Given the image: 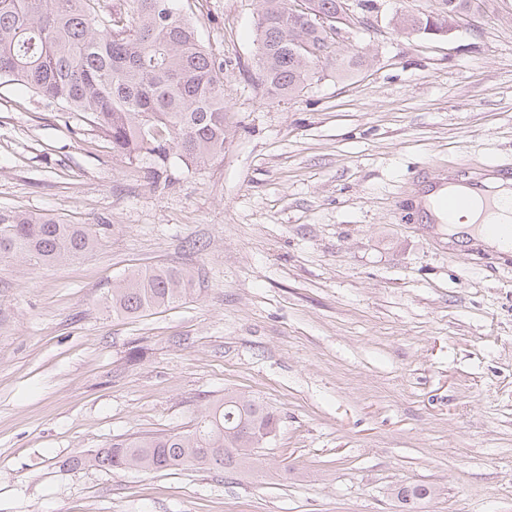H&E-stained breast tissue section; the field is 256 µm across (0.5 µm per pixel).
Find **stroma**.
Returning a JSON list of instances; mask_svg holds the SVG:
<instances>
[{"label": "stroma", "instance_id": "1", "mask_svg": "<svg viewBox=\"0 0 512 512\" xmlns=\"http://www.w3.org/2000/svg\"><path fill=\"white\" fill-rule=\"evenodd\" d=\"M224 63L223 156L151 188L79 113L0 84V211L97 246L0 257V512H512V255L468 259L409 200L423 173L512 163V0H348V77L268 99L259 0H177ZM193 271L145 317L105 306L133 268ZM280 427L248 472L69 469L113 440L186 432L225 391Z\"/></svg>", "mask_w": 512, "mask_h": 512}]
</instances>
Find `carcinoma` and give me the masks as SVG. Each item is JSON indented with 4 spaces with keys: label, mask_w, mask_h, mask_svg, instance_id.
Wrapping results in <instances>:
<instances>
[{
    "label": "carcinoma",
    "mask_w": 512,
    "mask_h": 512,
    "mask_svg": "<svg viewBox=\"0 0 512 512\" xmlns=\"http://www.w3.org/2000/svg\"><path fill=\"white\" fill-rule=\"evenodd\" d=\"M257 21V75L270 98L288 97L315 78L319 65L348 76L353 61L337 57L320 20L334 18L343 0H261ZM471 0H448L454 25ZM323 48L306 60L301 46ZM224 63L201 44L192 22L174 0H118L107 11L100 0H0V79L30 88L60 112H80L112 144V152L142 162L156 191L169 188L172 155L198 166L224 153L228 113ZM84 224L26 213L0 212V256L18 255L38 265L72 260L93 248ZM184 268L133 269L112 286V313L143 316L194 292ZM279 416L235 391L208 407L183 433L117 440L71 457L72 469L166 471L187 466L239 470L254 449L274 435ZM425 485L398 488L403 503L434 495Z\"/></svg>",
    "instance_id": "carcinoma-1"
}]
</instances>
